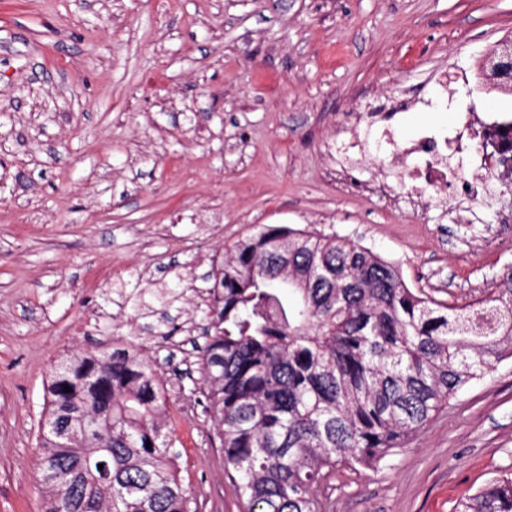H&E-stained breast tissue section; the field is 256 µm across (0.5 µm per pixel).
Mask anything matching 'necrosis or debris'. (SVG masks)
Here are the masks:
<instances>
[{
	"instance_id": "4bbe7bcc",
	"label": "necrosis or debris",
	"mask_w": 512,
	"mask_h": 512,
	"mask_svg": "<svg viewBox=\"0 0 512 512\" xmlns=\"http://www.w3.org/2000/svg\"><path fill=\"white\" fill-rule=\"evenodd\" d=\"M382 136L394 145L411 193L421 196L453 181L476 196H512L510 112H463L451 129L423 128L399 146L391 130Z\"/></svg>"
}]
</instances>
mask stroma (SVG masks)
<instances>
[{"mask_svg": "<svg viewBox=\"0 0 512 512\" xmlns=\"http://www.w3.org/2000/svg\"><path fill=\"white\" fill-rule=\"evenodd\" d=\"M510 36L512 0H0V512L42 510L55 365L135 346L198 512H242L194 345L213 264L262 227L347 237L451 305L495 287L512 267L498 206L457 184L411 203L375 141L397 96L431 102L401 135L512 113L480 75ZM509 473L512 359L379 468L337 469L329 512H456Z\"/></svg>", "mask_w": 512, "mask_h": 512, "instance_id": "obj_1", "label": "stroma"}]
</instances>
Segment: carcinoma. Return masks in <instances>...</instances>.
Masks as SVG:
<instances>
[{
    "label": "carcinoma",
    "mask_w": 512,
    "mask_h": 512,
    "mask_svg": "<svg viewBox=\"0 0 512 512\" xmlns=\"http://www.w3.org/2000/svg\"><path fill=\"white\" fill-rule=\"evenodd\" d=\"M212 280L201 393L247 512H325L319 490L337 467L378 465L512 358V268L484 297L449 306L368 248L267 226L236 242ZM166 402L133 350L64 359L40 434L43 512H197ZM456 512H512V475Z\"/></svg>",
    "instance_id": "carcinoma-1"
}]
</instances>
